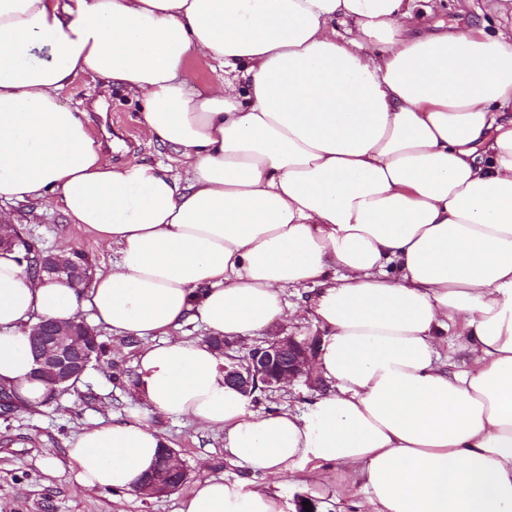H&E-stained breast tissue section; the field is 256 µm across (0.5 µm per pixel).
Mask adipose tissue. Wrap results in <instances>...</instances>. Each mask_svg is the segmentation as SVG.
I'll return each mask as SVG.
<instances>
[{
  "instance_id": "1",
  "label": "adipose tissue",
  "mask_w": 512,
  "mask_h": 512,
  "mask_svg": "<svg viewBox=\"0 0 512 512\" xmlns=\"http://www.w3.org/2000/svg\"><path fill=\"white\" fill-rule=\"evenodd\" d=\"M419 7L0 0V200L54 203L117 255L79 291L0 251V388L42 408L44 319L145 342L147 412L69 441L79 486L137 489L167 444L154 415L223 433L260 477L200 479L178 512H288L276 479L313 461L371 512H512V29L426 32ZM193 56L224 80L193 87ZM82 73L141 98L179 173L106 161L60 100ZM287 288L310 292L326 388L258 413L209 339L284 320ZM190 321L208 341L177 336Z\"/></svg>"
}]
</instances>
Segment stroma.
<instances>
[{
  "mask_svg": "<svg viewBox=\"0 0 512 512\" xmlns=\"http://www.w3.org/2000/svg\"><path fill=\"white\" fill-rule=\"evenodd\" d=\"M431 22L447 26L471 24L495 32L499 16L484 0H436ZM68 106L85 112L89 127L115 163L137 161L153 166H175L172 148L159 144L138 123L142 104L121 87H108L89 75L77 76L63 90ZM0 218L21 225L24 232L54 251L84 252L93 268L111 267L115 252L102 244L85 225L70 223L54 204L42 200L0 202ZM310 318L301 315L292 323H276L256 336L231 340L226 354L239 359L250 349L277 338L315 335ZM110 351L93 364L74 388L51 400L44 410L31 412L14 406L0 411V512H177L180 492L145 497L123 490L88 491L67 475L52 476L42 466L46 459H64L66 444L92 421L123 418L142 409L135 387V360L140 342L125 343L101 331ZM304 380L258 395L253 410L264 413L288 410L299 414L316 393ZM188 472L189 482L222 475L244 482L251 474L224 454V438L187 420L154 419ZM290 512H367L363 496L354 494L336 468L308 465L296 477L282 478Z\"/></svg>",
  "mask_w": 512,
  "mask_h": 512,
  "instance_id": "1",
  "label": "stroma"
}]
</instances>
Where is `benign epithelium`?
I'll use <instances>...</instances> for the list:
<instances>
[{"label":"benign epithelium","mask_w":512,"mask_h":512,"mask_svg":"<svg viewBox=\"0 0 512 512\" xmlns=\"http://www.w3.org/2000/svg\"><path fill=\"white\" fill-rule=\"evenodd\" d=\"M50 278L65 279L76 284L85 279L87 268L55 257L40 267ZM35 356V372L50 385L61 386L83 375L92 363L96 332L82 320H75L68 329L54 322H41L29 334ZM317 337L298 341L293 337L269 341L256 347L243 359L224 366L225 380L250 395L258 387L267 391L284 382L298 379L312 381L311 365ZM187 478V471L175 458L172 448L162 450L157 468L139 488L148 497H160L177 489L173 478Z\"/></svg>","instance_id":"1"}]
</instances>
